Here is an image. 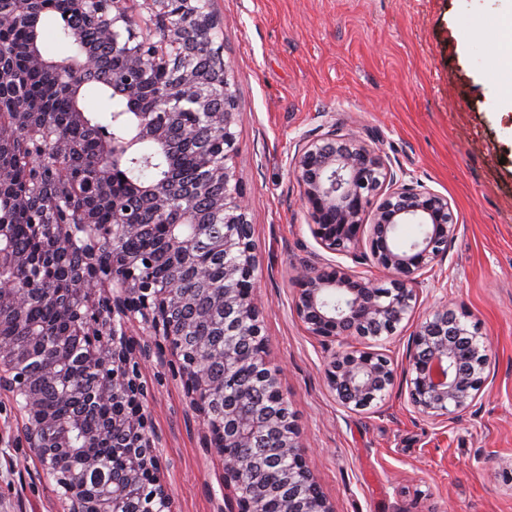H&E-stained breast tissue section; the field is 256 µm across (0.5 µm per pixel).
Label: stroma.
<instances>
[{
	"mask_svg": "<svg viewBox=\"0 0 512 512\" xmlns=\"http://www.w3.org/2000/svg\"><path fill=\"white\" fill-rule=\"evenodd\" d=\"M500 0H214L239 117L237 179L258 258L267 359L301 433L306 463L333 512H512V105L494 65ZM356 131L406 182L446 195L458 221L425 276L416 320L451 302L490 342L489 382L469 412L438 423L408 403L414 322L358 339L396 373L362 412L329 392V355L293 310L301 270L350 258L313 238L291 161L320 126ZM169 353L141 370L173 512H215L224 462ZM0 393V512H59L62 490L21 438Z\"/></svg>",
	"mask_w": 512,
	"mask_h": 512,
	"instance_id": "1",
	"label": "stroma"
}]
</instances>
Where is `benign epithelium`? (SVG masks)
<instances>
[{
  "label": "benign epithelium",
  "instance_id": "benign-epithelium-1",
  "mask_svg": "<svg viewBox=\"0 0 512 512\" xmlns=\"http://www.w3.org/2000/svg\"><path fill=\"white\" fill-rule=\"evenodd\" d=\"M0 2V32L21 20L34 24L32 0ZM100 16L98 42L124 61L113 74L112 84L130 96L138 88L155 89L156 108L139 114L122 139L112 140V153H103L95 165L102 192H108L111 176L124 162L136 156L145 143L168 148L172 131H178L183 147L200 156V166L192 184L177 186L166 179H153L128 189L144 199L158 224L169 225L166 250L185 260L208 224L224 225V281L212 283L207 271L196 270V278L211 295L213 309L224 313V335L248 336L257 348L256 369L271 392H280L277 373L265 364L266 341L262 335L255 298L257 257L252 241L248 205L243 189L230 165L237 153L238 106L231 83V66L224 60L223 46L213 44L209 34L217 25L212 0H142L140 10L152 23L156 39L142 38L129 14L127 0H83ZM100 66L95 52L83 53L75 63L57 68L59 77L79 90L82 76ZM13 56L0 51V105L5 99L18 103L13 80ZM30 129L25 113H16L13 124L0 123V196L10 186L12 172L4 149L24 137ZM64 135L46 129L44 142L33 153V181L29 196L38 200L31 206L34 227L47 233L52 250L70 247L76 234L86 238L84 270L72 276V288L64 299L65 311L76 313L92 341L89 348H76L72 359L49 368L50 375L62 382L60 396L70 392V375L82 368L97 373L100 386L87 396L94 405L109 404L120 391L126 406L112 410V425L130 429L135 444L126 453L123 465L128 482L114 489L107 470L91 449L97 435L84 434V442L73 443V434L82 430L77 419H59L47 407L40 382L28 373L26 364L32 346L41 337L39 326L27 327V340L0 335V392L12 395L23 423V439L32 449L44 475L64 482L62 512H117L114 505L137 494L148 483L154 495L171 503L160 483L158 440L149 430L146 389L139 382V361L149 357L151 346L163 344L175 358L174 376L181 379L195 410L206 427H211V400L221 395L220 386L210 376L215 363L230 371L240 365L238 349L226 340L222 347H211L198 337L194 347L183 344L180 334L162 332V315L181 299L180 283L170 279L159 284L150 276V259L127 257L121 265L103 266L97 254L100 228L88 221L69 222V199L64 194L43 201L41 195L53 177L54 164L69 159ZM301 187V203L306 210L310 231L325 250L359 259L365 254L387 273V280L376 282L341 264L315 272L303 271L296 279L294 308L308 334L327 343H339L324 369L329 390L337 402L351 411L367 410L383 398L394 383V372L381 355L353 346L350 339L393 334L410 320L417 305L422 276L448 252L458 229L448 197L427 188L402 183L381 151L355 134H339L331 126L322 134L307 135L293 159ZM115 222L112 245L139 233L141 224L123 196H112ZM402 224L422 227L420 235L401 243L397 230ZM13 226L0 224V267L22 264L12 253ZM345 301L338 311L331 299ZM32 289L13 279L0 278V308L17 319L34 300ZM138 314L149 338L132 342L126 318ZM413 353L409 356L410 405L434 419L457 420L466 414L486 384L488 345L482 336L470 333L456 311L448 304L438 306L413 332ZM228 425L224 445L250 448L268 425L278 424L281 442L274 451L294 461L288 480L302 488L310 479L299 445L295 418L279 421L257 420L234 408H224ZM65 448L84 460V468L68 478L57 474L59 450ZM224 459V487L240 485L243 458L229 450ZM228 512H270L264 494L252 499L234 497ZM278 512H332L315 486L299 500L279 506Z\"/></svg>",
  "mask_w": 512,
  "mask_h": 512
}]
</instances>
